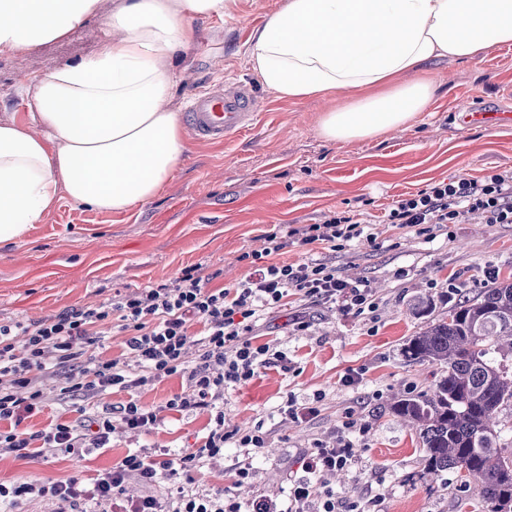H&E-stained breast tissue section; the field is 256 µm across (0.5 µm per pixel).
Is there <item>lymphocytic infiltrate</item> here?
<instances>
[{
  "label": "lymphocytic infiltrate",
  "instance_id": "obj_1",
  "mask_svg": "<svg viewBox=\"0 0 512 512\" xmlns=\"http://www.w3.org/2000/svg\"><path fill=\"white\" fill-rule=\"evenodd\" d=\"M488 224H512V170L480 179L435 182L417 193L394 200L383 215L384 223L405 233L435 238L448 224H463L471 217ZM263 250L243 253L250 273L231 288L210 287L209 277L199 267L186 268L175 284H159L129 295L115 294L97 305L68 308L48 319L23 324H0V454L27 457L35 447L53 448L68 455H83L109 447L117 428L148 432L165 413H188L213 408L210 429L203 443L182 455L143 449L126 455L116 466L96 474L89 483L70 478L51 484L18 482L0 484V499L19 502L47 498L66 505L83 498L108 502L112 512H354V503L325 494L314 499L311 475L327 476L348 467L351 448H310L301 459L302 476L294 478L287 502L262 498L242 507L227 494H153L162 479L192 481L203 459L224 453L232 442L245 453H259L265 446L262 430L242 434L224 427L219 403L224 391L251 380L260 366L284 361L281 352L254 342V331L269 310L281 307L288 294L311 303L338 305L346 314H364L374 301L366 281L351 282L336 267L335 255L365 242L375 244L373 224L341 211L319 224H291L265 234ZM302 249L306 257L298 264L273 262V255L286 248ZM116 316L128 331L127 361H101L99 322ZM203 329L195 364L186 360V344L192 322ZM25 337L16 349L14 337ZM59 385L64 399L90 402L112 393L130 392L149 383L178 375L186 385L165 404L147 406L130 398L125 403L93 411L81 422L61 421L28 432L19 425L37 411L43 392L31 375ZM136 480L149 487L146 495L129 494L126 485Z\"/></svg>",
  "mask_w": 512,
  "mask_h": 512
}]
</instances>
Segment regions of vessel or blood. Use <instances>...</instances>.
<instances>
[{"label": "vessel or blood", "mask_w": 512, "mask_h": 512, "mask_svg": "<svg viewBox=\"0 0 512 512\" xmlns=\"http://www.w3.org/2000/svg\"><path fill=\"white\" fill-rule=\"evenodd\" d=\"M259 101L251 86L232 83L194 96L188 109V122L195 138L221 141L252 124L257 116ZM460 122L470 126H506L512 124V113L484 109L464 110Z\"/></svg>", "instance_id": "b4317fda"}]
</instances>
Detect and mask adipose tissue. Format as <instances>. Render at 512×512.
<instances>
[{"label": "adipose tissue", "instance_id": "1", "mask_svg": "<svg viewBox=\"0 0 512 512\" xmlns=\"http://www.w3.org/2000/svg\"><path fill=\"white\" fill-rule=\"evenodd\" d=\"M230 0H115L97 49L25 85V122L0 120V243L21 239L60 196L121 213L152 199L186 151L173 59L194 17ZM102 0H0V55L65 40ZM512 46V0H284L250 36L261 84L280 97L351 101L319 135L345 142L406 129L432 103L431 63ZM407 82H399V75Z\"/></svg>", "mask_w": 512, "mask_h": 512}]
</instances>
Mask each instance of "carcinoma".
<instances>
[{
    "label": "carcinoma",
    "instance_id": "carcinoma-1",
    "mask_svg": "<svg viewBox=\"0 0 512 512\" xmlns=\"http://www.w3.org/2000/svg\"><path fill=\"white\" fill-rule=\"evenodd\" d=\"M402 355L442 368L429 389L389 408L416 430L427 473L463 472L485 512H512V458L498 451L499 414L512 406V281L455 304L407 339Z\"/></svg>",
    "mask_w": 512,
    "mask_h": 512
}]
</instances>
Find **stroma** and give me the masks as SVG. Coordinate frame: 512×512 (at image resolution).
Segmentation results:
<instances>
[{"instance_id":"obj_1","label":"stroma","mask_w":512,"mask_h":512,"mask_svg":"<svg viewBox=\"0 0 512 512\" xmlns=\"http://www.w3.org/2000/svg\"><path fill=\"white\" fill-rule=\"evenodd\" d=\"M79 23L69 38L29 52L0 57V119L25 120L29 108L20 91L27 80L51 66L95 51L105 14ZM282 0H234L223 19L196 17L197 44L177 54L174 107L226 79L253 85L259 116L249 129L222 142L186 136L181 167L156 197L112 214L61 197L41 223L17 241L0 244V322H33L63 309L105 301L115 292L173 283L190 266L217 272L213 285L230 288L249 272L243 253L262 249L264 235L278 224H318L337 211L362 217L383 215L398 196L429 183L478 179L512 169V126L465 127L457 110L466 101L512 111V47L431 68L439 83L428 109L402 131L369 140L331 142L317 133L325 101H288L260 84L248 61L252 30ZM378 247L362 245L338 254L336 264L350 280H368L373 311L344 315L329 304L313 306L291 296L270 310L256 341L283 352L247 383L224 394L228 428L247 433L262 428L266 445L247 456L228 445L222 457L204 461L194 482L165 481L161 491L199 494L230 492L241 502L259 497L283 500L289 481L301 475L299 459L310 448L348 443V470L313 477L312 493L332 489L355 501L359 512H478L476 487L463 486L451 470L431 478L415 430L394 418L396 397L426 390L439 376L436 365L407 363L401 347L410 336L449 308L474 296L494 277L512 278V224L480 218L449 225L432 239L377 227ZM431 308L419 312L418 301ZM302 317L306 329H297ZM355 383H347L348 374ZM171 376L129 394H107L104 406L137 398L160 405L180 392ZM41 411L23 421L34 432L51 422L77 419L56 382L42 386ZM314 400L318 413L294 419L283 411L286 398ZM358 426L344 429L346 414ZM209 413H168L148 433L116 431L112 445L77 457L49 448L30 457L0 455V483L54 482L86 478L111 468L130 452L165 448L181 454L198 448L207 434ZM251 479L235 483L240 465Z\"/></svg>"}]
</instances>
